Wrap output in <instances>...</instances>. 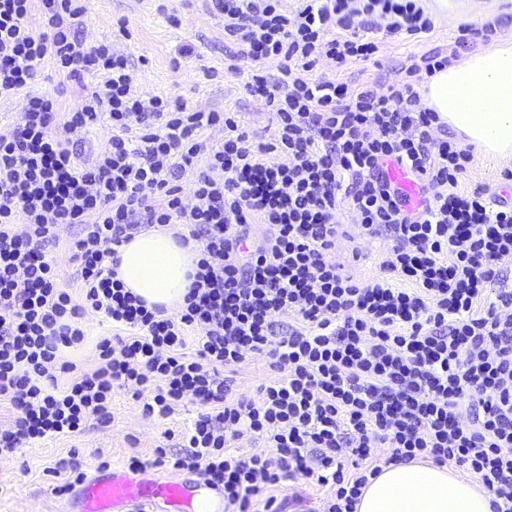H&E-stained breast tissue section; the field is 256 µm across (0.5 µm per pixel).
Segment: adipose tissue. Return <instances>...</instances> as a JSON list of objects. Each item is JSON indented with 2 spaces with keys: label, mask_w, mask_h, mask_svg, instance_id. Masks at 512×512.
Wrapping results in <instances>:
<instances>
[{
  "label": "adipose tissue",
  "mask_w": 512,
  "mask_h": 512,
  "mask_svg": "<svg viewBox=\"0 0 512 512\" xmlns=\"http://www.w3.org/2000/svg\"><path fill=\"white\" fill-rule=\"evenodd\" d=\"M424 104L485 159H512V44L491 43L436 72L423 84ZM182 226H154L117 249L125 288L167 311L179 310L199 253L182 242ZM492 497L458 468L414 459L392 464L363 489L356 512H492Z\"/></svg>",
  "instance_id": "obj_1"
}]
</instances>
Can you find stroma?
<instances>
[{"label": "stroma", "mask_w": 512, "mask_h": 512, "mask_svg": "<svg viewBox=\"0 0 512 512\" xmlns=\"http://www.w3.org/2000/svg\"><path fill=\"white\" fill-rule=\"evenodd\" d=\"M84 5L81 21L88 43L110 45L128 58L134 93L177 98L191 109L240 112L253 142L270 140L272 109L248 95L245 84L258 71L276 77L279 63L232 61L235 47L225 40L224 18L213 10L210 0H85ZM493 20L499 23L496 41L512 42V0H448L447 14L436 17L434 30L421 40L389 37L371 60H351L340 67L323 59L316 71L364 85L381 77L391 79L411 56L439 52L457 58L478 51L485 38L476 35L460 43L458 30L464 24ZM122 22L129 31L125 37L118 32ZM31 89L52 94L62 112L72 110L78 102L77 82L60 74L49 58L39 65ZM505 168L512 170V161L501 167L473 154L459 186L464 190L482 186L512 200V182L501 178ZM339 220L348 230L335 253L344 273L359 282L383 276L382 263L388 257L390 241L361 235L348 213H340ZM79 233L78 225H61L58 244L49 248L57 261L60 287L77 303L82 300V282L69 260V247ZM83 326L85 341L62 349L61 355L78 367L89 368L97 361L98 339L112 335L113 328L104 315L94 313L85 315ZM203 411V406L186 399L169 418L147 416L129 393L114 390L109 424L88 420L78 433L26 445L12 461L0 463V512H60L66 500L57 496L54 488L71 463H78L90 478L96 476L103 460L111 468L127 469L129 457H152L165 430L181 433Z\"/></svg>", "instance_id": "stroma-1"}]
</instances>
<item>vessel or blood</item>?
I'll return each mask as SVG.
<instances>
[{"label":"vessel or blood","instance_id":"obj_1","mask_svg":"<svg viewBox=\"0 0 512 512\" xmlns=\"http://www.w3.org/2000/svg\"><path fill=\"white\" fill-rule=\"evenodd\" d=\"M159 503L171 512H224L217 487L194 480L159 482L144 469L100 472L81 485L76 507L63 512H153Z\"/></svg>","mask_w":512,"mask_h":512}]
</instances>
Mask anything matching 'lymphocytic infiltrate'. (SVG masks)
<instances>
[{
	"instance_id": "1",
	"label": "lymphocytic infiltrate",
	"mask_w": 512,
	"mask_h": 512,
	"mask_svg": "<svg viewBox=\"0 0 512 512\" xmlns=\"http://www.w3.org/2000/svg\"><path fill=\"white\" fill-rule=\"evenodd\" d=\"M212 2L236 59L280 62L277 81L255 74L246 84L275 114L270 142L250 141L237 112L134 94L127 58L76 26L81 0H0V97L26 88L48 57L78 82L106 76L68 112L52 94L28 95L21 124L0 136V402L12 415L0 462L88 419L109 423L120 387L161 418L187 397L204 406L182 435L185 452L157 445L153 463L202 470L228 512H254L258 497L262 512H284L270 490L299 476L327 488L322 512H356L380 450L389 464L455 462L493 495V512H512V290L498 285L512 257V204L460 189L470 153L435 138L438 115L420 104L424 76L449 59L410 60L379 89L313 73L319 58L367 61L384 38L431 33L427 0H305L293 14L285 0ZM35 4L40 34L28 24ZM104 114L108 149L78 162L69 136ZM219 124L223 143L204 148L200 132ZM390 161L420 185L419 208L388 180ZM344 204L364 235L390 238L384 269L404 287L341 274ZM63 224L81 228L70 256L79 304L46 256ZM145 224H187L204 243L171 314L116 277L117 247ZM254 224L271 234L252 239ZM91 311L122 333L98 341L97 365L83 370L59 352L82 344ZM290 313L295 325L278 336ZM249 354L272 376L256 396H233L223 371ZM245 429L265 433L274 457L228 454Z\"/></svg>"
}]
</instances>
